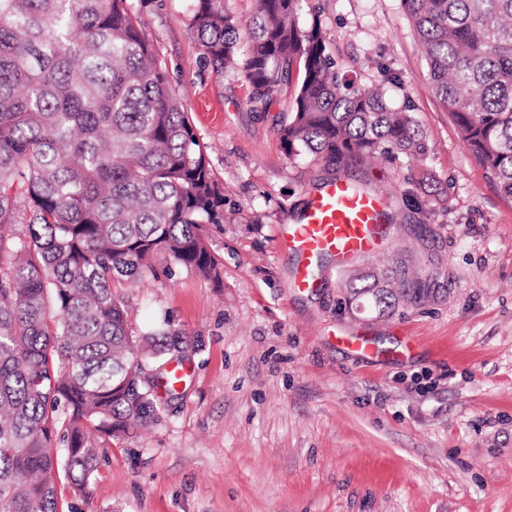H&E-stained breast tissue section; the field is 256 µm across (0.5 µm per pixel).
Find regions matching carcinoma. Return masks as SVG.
Here are the masks:
<instances>
[{"label":"carcinoma","mask_w":512,"mask_h":512,"mask_svg":"<svg viewBox=\"0 0 512 512\" xmlns=\"http://www.w3.org/2000/svg\"><path fill=\"white\" fill-rule=\"evenodd\" d=\"M0 0V512H58L56 481L82 490L103 443L157 421L169 366L194 344L136 333L119 288L164 260L223 287L208 225L224 195L167 65L143 31L162 0ZM303 0H191L199 62L241 74L290 159L338 170L429 144L411 107L336 67ZM428 78L464 147L512 203V0H401ZM344 273L348 304L389 315L428 297L403 255ZM149 372L142 382L138 375Z\"/></svg>","instance_id":"cac0c4a2"}]
</instances>
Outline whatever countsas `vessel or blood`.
Segmentation results:
<instances>
[{
  "label": "vessel or blood",
  "instance_id": "1",
  "mask_svg": "<svg viewBox=\"0 0 512 512\" xmlns=\"http://www.w3.org/2000/svg\"><path fill=\"white\" fill-rule=\"evenodd\" d=\"M385 195L362 192L340 177L311 194L293 223L279 225V244L295 258L292 288L312 293L322 286V262L337 267L377 254L384 240Z\"/></svg>",
  "mask_w": 512,
  "mask_h": 512
}]
</instances>
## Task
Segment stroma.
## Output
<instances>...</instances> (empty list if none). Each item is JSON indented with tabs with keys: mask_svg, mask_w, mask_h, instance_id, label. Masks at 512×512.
Listing matches in <instances>:
<instances>
[{
	"mask_svg": "<svg viewBox=\"0 0 512 512\" xmlns=\"http://www.w3.org/2000/svg\"><path fill=\"white\" fill-rule=\"evenodd\" d=\"M312 2L344 71L384 83L429 141L420 160L346 176L390 193L402 230L387 248L410 246L430 297L357 312L331 260L323 288H291L275 230L335 170L284 155L288 101L251 111L239 75L201 69L189 0L144 12L224 193L209 227L224 285L178 270L123 291L134 330L166 324L198 350L157 424L106 442L85 490L59 482V512H512V204L436 97L400 0ZM341 333L388 354L344 349Z\"/></svg>",
	"mask_w": 512,
	"mask_h": 512,
	"instance_id": "35a3bbf8",
	"label": "stroma"
}]
</instances>
